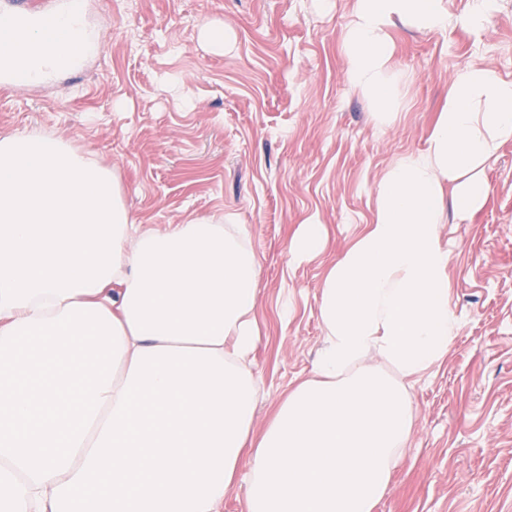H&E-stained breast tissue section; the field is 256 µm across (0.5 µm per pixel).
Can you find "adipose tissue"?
<instances>
[{"mask_svg": "<svg viewBox=\"0 0 512 512\" xmlns=\"http://www.w3.org/2000/svg\"><path fill=\"white\" fill-rule=\"evenodd\" d=\"M448 24L445 0H354L349 79L376 127L402 76L394 19ZM0 31V76L39 82L100 52L77 12L31 54ZM512 143V79L454 69L427 147L396 157L327 269L312 373L254 430L258 257L244 224H137L81 148L0 138V512H221L249 457L245 512H374L408 444L410 390L448 355L445 219L485 206Z\"/></svg>", "mask_w": 512, "mask_h": 512, "instance_id": "1", "label": "adipose tissue"}]
</instances>
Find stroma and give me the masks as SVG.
Returning a JSON list of instances; mask_svg holds the SVG:
<instances>
[{
  "label": "stroma",
  "mask_w": 512,
  "mask_h": 512,
  "mask_svg": "<svg viewBox=\"0 0 512 512\" xmlns=\"http://www.w3.org/2000/svg\"><path fill=\"white\" fill-rule=\"evenodd\" d=\"M470 0H446L448 26L396 23L408 75L400 118L377 128L348 79L353 0H82L105 49L80 74L0 82V136L81 147L114 172L137 223L193 217L247 225L259 260L253 356L262 430L316 359L323 275L372 214L396 157L425 148L455 66L480 62L512 79V0L473 33ZM233 44L205 45L204 24ZM490 194L467 224H443L461 328L448 356L412 390L413 431L374 512H512V144L486 173ZM328 240L289 264L309 219Z\"/></svg>",
  "instance_id": "1"
}]
</instances>
